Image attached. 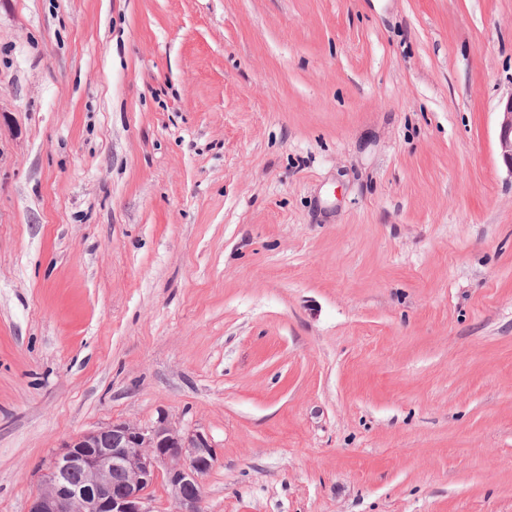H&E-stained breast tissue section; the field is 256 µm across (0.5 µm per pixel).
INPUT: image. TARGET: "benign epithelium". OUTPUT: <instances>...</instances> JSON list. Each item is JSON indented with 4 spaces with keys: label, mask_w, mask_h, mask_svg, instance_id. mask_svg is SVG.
Instances as JSON below:
<instances>
[{
    "label": "benign epithelium",
    "mask_w": 512,
    "mask_h": 512,
    "mask_svg": "<svg viewBox=\"0 0 512 512\" xmlns=\"http://www.w3.org/2000/svg\"><path fill=\"white\" fill-rule=\"evenodd\" d=\"M498 151L512 172V95L501 111ZM215 457L207 435L174 426L163 414L148 425L104 424L52 453L28 512H153L149 490L160 481L176 512H202L201 480ZM114 473L124 476L118 490Z\"/></svg>",
    "instance_id": "obj_1"
}]
</instances>
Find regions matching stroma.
<instances>
[{
  "label": "stroma",
  "instance_id": "35a3bbf8",
  "mask_svg": "<svg viewBox=\"0 0 512 512\" xmlns=\"http://www.w3.org/2000/svg\"><path fill=\"white\" fill-rule=\"evenodd\" d=\"M512 0H0V512L167 415L204 512H512ZM498 151L503 162L512 171V95L500 112Z\"/></svg>",
  "mask_w": 512,
  "mask_h": 512
}]
</instances>
